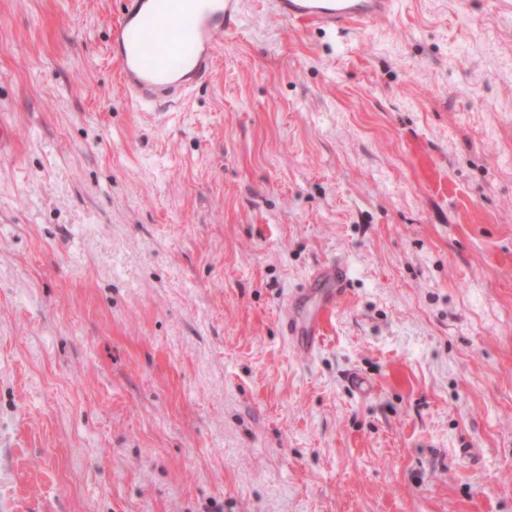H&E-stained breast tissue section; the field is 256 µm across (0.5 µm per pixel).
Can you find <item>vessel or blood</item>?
<instances>
[{"label":"vessel or blood","mask_w":512,"mask_h":512,"mask_svg":"<svg viewBox=\"0 0 512 512\" xmlns=\"http://www.w3.org/2000/svg\"><path fill=\"white\" fill-rule=\"evenodd\" d=\"M242 0H121L109 48L132 106H172L209 78L218 41L240 20ZM394 0H268L288 22L346 30L388 16ZM343 263L316 270L289 299L284 322L291 346L313 352L322 323L347 291Z\"/></svg>","instance_id":"obj_1"}]
</instances>
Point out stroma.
<instances>
[{
  "label": "stroma",
  "mask_w": 512,
  "mask_h": 512,
  "mask_svg": "<svg viewBox=\"0 0 512 512\" xmlns=\"http://www.w3.org/2000/svg\"><path fill=\"white\" fill-rule=\"evenodd\" d=\"M242 9L142 111L118 0H0V512H512V11ZM394 0H268L269 9L290 23L321 30H346L388 16ZM330 288H318L322 282ZM347 269L340 261H331L316 270L305 286L288 300L290 313L285 319V333L291 346L302 355L313 352L321 341L322 323L337 300L347 292ZM301 313L295 317V310Z\"/></svg>",
  "instance_id": "obj_1"
}]
</instances>
